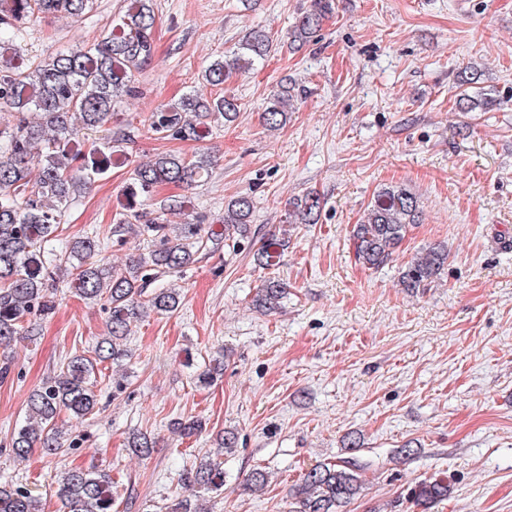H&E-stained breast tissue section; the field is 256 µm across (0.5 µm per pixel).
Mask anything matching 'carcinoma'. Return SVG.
Returning <instances> with one entry per match:
<instances>
[{
    "instance_id": "carcinoma-1",
    "label": "carcinoma",
    "mask_w": 512,
    "mask_h": 512,
    "mask_svg": "<svg viewBox=\"0 0 512 512\" xmlns=\"http://www.w3.org/2000/svg\"><path fill=\"white\" fill-rule=\"evenodd\" d=\"M92 6V0H0V36L22 35L33 17L62 14L78 18ZM330 0H312L311 6L288 32V45L300 46L317 33L331 12ZM156 17L153 0H127L124 14L93 46L75 44L53 57L30 61L20 55L4 58L0 41V111L10 116L0 125V347L9 346L35 330L36 319L52 313L56 306L57 272L70 277L74 294L101 302L109 313L107 335L90 353L74 352L58 365L53 376L28 397L27 415L8 442L9 452L25 462L34 448L45 458H55L74 449L78 441L57 426L60 414L76 418L100 412L95 390L98 365H114L128 359L126 346L131 323L147 312L173 314L182 302L181 291L163 286L166 278H181L196 255L215 252L219 245L237 248L247 241L258 245V264L270 267L280 262L288 240L252 228L253 202L240 195L224 208V240L215 238L203 220L171 225L144 212H133L120 220L114 232L131 231L151 243L145 256L132 259L123 268L107 262L104 241L92 232L63 241L57 231L62 217L81 186L112 166V111L117 101L136 93L135 73L148 65L154 55L153 29ZM272 33L260 26L251 29L231 54L214 61L203 80L212 86L224 84L232 75L252 69L271 53ZM473 73L462 69L457 76L459 106L469 112H485L494 97L470 95L463 86L472 84ZM295 98V86L277 85L262 114L263 125L276 131L288 121ZM239 113L237 99L189 94L174 105L164 104L151 113L146 131L162 138L203 140L213 123L232 122ZM106 131L104 142L81 135V131ZM39 158L32 171L33 158ZM210 160L204 154L190 158L162 155L138 165L133 181L148 193L163 183L188 187L208 172ZM321 201L309 192L288 203V224H315ZM417 198L401 186L378 191L364 218L352 226L356 260L370 269L384 266L404 240L410 226L419 223ZM448 252L438 244L421 251L402 273V284L412 290L432 282L443 269ZM286 289L269 278L256 289L253 305L273 311ZM225 352H219L196 375L206 387L224 374ZM169 428L189 438L203 428L200 420L174 419ZM231 430L216 435V447L186 471L183 485L192 490L224 488V455L236 447ZM136 455L147 459L156 447L155 438L138 432L129 440ZM362 466L353 458L323 463L309 469L291 494L289 512H344L359 494ZM450 485L444 479L425 480L412 491L421 512L448 498ZM58 512H112L115 503L110 475L96 468H69L55 482ZM0 512H42L41 499L22 484L0 480Z\"/></svg>"
}]
</instances>
